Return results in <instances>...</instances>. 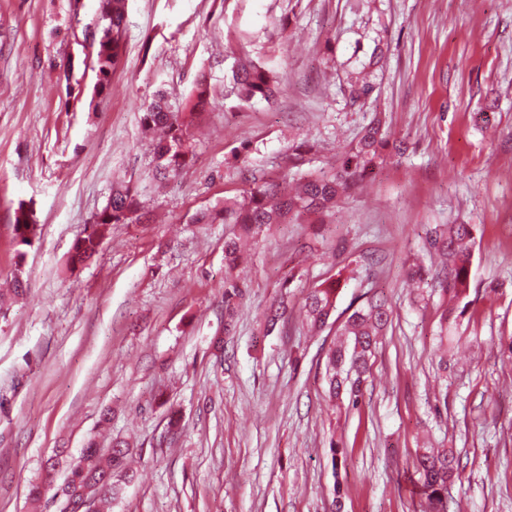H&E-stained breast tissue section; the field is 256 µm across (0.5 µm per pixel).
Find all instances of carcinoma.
I'll return each instance as SVG.
<instances>
[{
  "instance_id": "carcinoma-1",
  "label": "carcinoma",
  "mask_w": 512,
  "mask_h": 512,
  "mask_svg": "<svg viewBox=\"0 0 512 512\" xmlns=\"http://www.w3.org/2000/svg\"><path fill=\"white\" fill-rule=\"evenodd\" d=\"M100 35L92 58V68L97 77V88L107 87L120 57L125 34V0H99ZM350 77L348 91L352 100L369 96L374 85L364 70ZM232 78L237 96L244 103L264 101L273 103L279 75L262 63L241 61L233 70ZM192 97L193 107L207 103L210 85L206 76L196 81ZM145 131L155 137L154 177L168 180L181 174L187 162L194 157V144L189 125L194 113L174 112L166 95L159 90L151 102L141 106ZM390 146L382 133L381 122L373 120L359 139L342 148L339 163L329 171L310 173L301 177V190L294 195H284L276 183L253 182V185L234 198L224 199V206L195 214L196 224H236L239 233L224 241V260L227 268L235 267L239 258L240 242L252 238L269 224H288L303 213H320L365 178L376 174L384 162V151ZM136 203L130 187L117 184L111 188L104 208L89 223L73 245L69 263H85L99 252L107 228L113 224L134 221ZM30 210L19 205L14 211L13 231L20 243L28 246ZM474 225L452 224L446 230L436 229L426 239L425 248L445 256L448 264L441 269H431L421 264L410 266L409 275L420 281L436 279L442 291L454 304L459 305L469 288V264ZM245 294V285L231 275L224 276V325L230 328ZM338 282L326 281L310 289L304 298V309L311 325L323 328L336 310ZM288 311L284 298L274 302L267 315V326L274 329ZM391 312L385 303L369 299L355 308L344 320L340 335L346 341L330 349L325 373L328 395L334 401L348 399L355 408L363 396L369 373V360L374 354L378 336L390 323ZM129 448L120 441L102 451L90 442L83 449L79 461L70 469L66 481V500L60 512H77V505L85 499L93 502V512H100V505L119 496L121 488L112 481L114 470L123 466ZM416 468L421 475L422 492L429 512H451L448 500V483L462 481L460 461L446 449L424 448L416 455Z\"/></svg>"
}]
</instances>
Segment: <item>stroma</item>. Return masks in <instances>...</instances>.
I'll return each mask as SVG.
<instances>
[{"label": "stroma", "mask_w": 512, "mask_h": 512, "mask_svg": "<svg viewBox=\"0 0 512 512\" xmlns=\"http://www.w3.org/2000/svg\"><path fill=\"white\" fill-rule=\"evenodd\" d=\"M96 16V0L77 13L0 0V288L26 282L0 306V512H59L91 439L131 450L109 512H330L337 496L344 512H427L425 445L465 467L448 489L461 512H512V0H127L99 94L81 46ZM375 54V89L352 101L349 77ZM239 58L282 74L274 105L240 104ZM202 74L215 93L190 128L195 156L155 184L140 106L160 89L185 105ZM376 116L405 154L324 223L266 229L232 271L247 291L225 333L230 227L192 216L248 189L252 171L279 182L335 167ZM116 182L141 219L70 267ZM21 202L37 225L27 247L12 231ZM431 224L475 227L465 314L406 274ZM329 278L337 316L373 296L391 311L355 409L325 394L335 327L302 315ZM283 292L288 312L266 332Z\"/></svg>", "instance_id": "1"}]
</instances>
